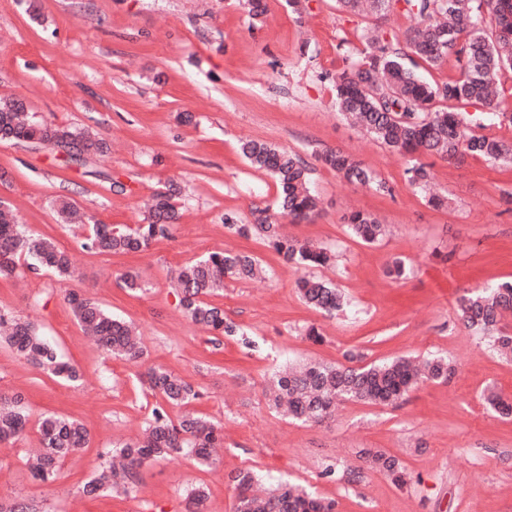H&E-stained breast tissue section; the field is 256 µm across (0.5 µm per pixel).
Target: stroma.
Returning a JSON list of instances; mask_svg holds the SVG:
<instances>
[{
    "mask_svg": "<svg viewBox=\"0 0 512 512\" xmlns=\"http://www.w3.org/2000/svg\"><path fill=\"white\" fill-rule=\"evenodd\" d=\"M264 2L265 15L254 19L246 0H0V95L25 98L45 121L91 128L109 144L81 166L42 145L0 142V201L32 232L52 237L74 270L65 279L46 271L0 277V311L35 322L82 373L78 383L59 381L0 341V393L21 395L32 419L65 416L89 433L49 484L29 471L35 429L0 446V507L189 512L188 495L200 486L203 512H234L230 477L250 468L335 500V512H512V418L481 398L492 386L512 400V362L456 315L471 290L512 280V211L501 202L512 168L433 158L434 188L450 203L429 205L407 185L404 157L337 115L323 79L355 57L368 19L336 0H300L297 10L288 0ZM242 138L307 161L320 209L285 229L336 251L335 267L318 275L343 289L345 313L327 318L305 305L300 270L261 239L225 229V214L248 222L277 193L239 154ZM337 148L393 184L394 195L342 184L318 160ZM171 184L181 190L180 219L142 253L87 250L81 230L58 223L52 208L65 196L83 223L134 225ZM354 209L379 214L387 237L372 246L351 238L342 216ZM225 250L253 254L268 270L262 279L225 280L211 298L253 340L249 349L234 336L212 343L186 318L170 278ZM397 256L413 272L396 282L383 270ZM126 273L139 274L144 291L124 288ZM69 292L133 324L143 357L131 363L103 351L65 303ZM310 325L322 343L304 336ZM350 350L369 363L445 355L456 373L447 383H420L396 406L344 403L322 426L269 408L265 386L279 365L336 363ZM155 365L189 382L200 393L195 409L223 424L221 461L203 468L171 455L144 466L130 494L84 495L104 453L142 435L157 399L140 378ZM364 448L402 458L407 485L366 469ZM330 464L336 472L324 476Z\"/></svg>",
    "mask_w": 512,
    "mask_h": 512,
    "instance_id": "35a3bbf8",
    "label": "stroma"
}]
</instances>
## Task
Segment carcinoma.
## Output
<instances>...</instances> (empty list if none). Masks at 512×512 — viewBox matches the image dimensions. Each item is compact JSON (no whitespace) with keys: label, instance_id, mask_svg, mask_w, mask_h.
<instances>
[{"label":"carcinoma","instance_id":"cac0c4a2","mask_svg":"<svg viewBox=\"0 0 512 512\" xmlns=\"http://www.w3.org/2000/svg\"><path fill=\"white\" fill-rule=\"evenodd\" d=\"M338 7L357 15L385 19L401 8L413 18L402 37L387 35L380 26L362 30V48L345 68L329 76L336 112L354 121L380 145L407 158L405 176L414 189H425L431 166L424 156H437L449 162L464 157L482 158L512 167V140L483 132L489 124L512 126V113L502 107L512 86L500 82L505 71L512 72V0H336ZM454 60L459 75L441 83H429L419 69L441 66ZM445 103L436 109L434 104ZM472 107L470 114L466 108ZM0 140L52 146L63 150L70 161L85 165L104 154L107 143L99 134L85 128L47 124L28 113L26 102L16 96L0 97ZM240 152L249 164L270 174L279 188L276 206L293 221L311 217L318 208V197L311 188V169L295 151L280 149L267 142L246 139ZM318 160L345 184L370 186L390 195L393 187L362 161L340 149L329 150ZM174 185L155 194L148 217L125 230L97 224L84 247L99 252L124 254L147 249L165 238L179 219ZM58 221L68 224L75 215L69 198L56 199ZM252 221L238 223L232 213L224 214V227L248 238L256 236L285 262L297 267H325L332 252L288 235L283 225L272 220L269 208L256 207ZM348 234L367 244L386 234L378 218L365 211L344 217ZM25 259L29 271L48 269L61 278L72 275L68 254L46 236L33 234L18 223L12 211L0 203V276L11 275ZM263 271L258 258L241 252H212L192 260L174 275L181 303L192 323L212 336H238L239 328L224 317V310L208 298L224 287V279H252ZM385 274L401 281L410 269L394 259ZM298 293L309 306L334 316L346 306L336 286L314 276L298 281ZM74 317L107 352L136 361L142 347L131 338L132 328L112 316L94 301L75 293L66 296ZM512 312V281H504L473 291L460 299L459 320L474 334L488 338L493 351L512 359V333L501 326L505 314ZM9 332L5 341L20 358L47 373L76 383L78 368L64 361L57 346L40 334L37 327L0 313V327ZM361 355L351 353L346 364L308 363L285 366L268 383L272 406L302 422L322 424L332 419L342 401L370 405H393L405 399L419 382L446 381L455 371L445 356H434L421 364L399 357L379 363L358 364ZM144 384L160 401L143 438L112 449L121 459L116 468L105 461L97 475L83 487L89 497L112 490L129 493L136 486L139 470L149 462L171 454L184 453L200 466L215 463L212 451L224 444L221 426L210 418L185 411L172 421L169 406H186L198 393L182 378L158 366L146 373ZM486 404L502 416H512V401L492 388L484 392ZM29 414L21 397L0 394V444L10 442L27 429ZM42 453L31 468L32 476L44 483L57 479L60 464L67 456L85 447L87 431L77 421L47 416L38 422ZM368 469L379 472L398 487L407 484V469L402 460L381 450H363ZM258 474L242 469L234 477L237 490L235 512H334L335 503L318 498L304 488L280 480L268 494L258 497L253 487Z\"/></svg>","mask_w":512,"mask_h":512}]
</instances>
